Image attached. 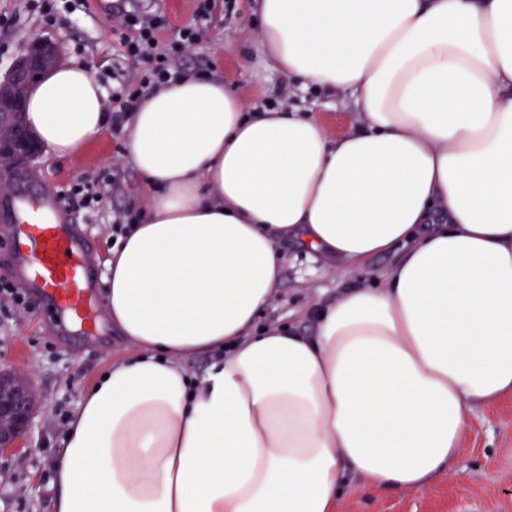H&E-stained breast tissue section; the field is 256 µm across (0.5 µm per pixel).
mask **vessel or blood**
I'll return each instance as SVG.
<instances>
[{"label": "vessel or blood", "instance_id": "b4317fda", "mask_svg": "<svg viewBox=\"0 0 512 512\" xmlns=\"http://www.w3.org/2000/svg\"><path fill=\"white\" fill-rule=\"evenodd\" d=\"M0 214L16 220L21 244L16 254L18 271L54 309L85 321L84 301L95 275L84 262L83 240L69 229L67 206L46 192L33 204L12 197L0 203Z\"/></svg>", "mask_w": 512, "mask_h": 512}]
</instances>
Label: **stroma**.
<instances>
[{
  "label": "stroma",
  "instance_id": "1",
  "mask_svg": "<svg viewBox=\"0 0 512 512\" xmlns=\"http://www.w3.org/2000/svg\"><path fill=\"white\" fill-rule=\"evenodd\" d=\"M198 0H128L127 9L166 16L167 28L158 31L161 46L170 45L177 29L191 23ZM252 0H209L208 27L202 43L183 60L184 72L205 71L223 77L227 86L253 107L297 105L302 95L288 78L264 69L244 39L257 18ZM112 0H0V15L19 13V26L0 28V78L13 68L25 43L40 35L58 45L62 61H81L91 68L106 94L118 91L136 73L119 54L112 31ZM315 117L330 137L358 124L348 95L314 94ZM126 129L106 130L81 153L53 158L45 152L26 162L36 192L52 191L67 197L72 186L96 188L104 178H116L121 189L99 208L73 207L74 233L87 241V259L103 268L116 236L120 216L145 206L148 191L125 153ZM14 231L0 222V285L23 289L26 306L0 297V367L30 379L38 396L31 431L20 453L0 455V512H50L51 478L59 456L66 421L75 412L84 389L126 350L125 342L91 303L90 325H66L55 309L42 305L32 289L23 288L12 272ZM287 258L279 289L261 325L309 330V311L320 299L348 287L380 281L396 262L397 251L379 254L360 266L335 275L326 258L314 251L286 246ZM338 512H512V396L476 406L465 433L463 449L449 473L423 490L374 492L351 482Z\"/></svg>",
  "mask_w": 512,
  "mask_h": 512
}]
</instances>
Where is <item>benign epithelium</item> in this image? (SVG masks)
Instances as JSON below:
<instances>
[{
	"mask_svg": "<svg viewBox=\"0 0 512 512\" xmlns=\"http://www.w3.org/2000/svg\"><path fill=\"white\" fill-rule=\"evenodd\" d=\"M59 60V48L39 36L28 39L14 68L0 79V189L10 184L11 166L35 156L39 145L27 128H18L30 86ZM37 405L30 382L0 369V453L19 446L29 433Z\"/></svg>",
	"mask_w": 512,
	"mask_h": 512,
	"instance_id": "benign-epithelium-1",
	"label": "benign epithelium"
}]
</instances>
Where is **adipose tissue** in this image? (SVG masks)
<instances>
[{"label":"adipose tissue","mask_w":512,"mask_h":512,"mask_svg":"<svg viewBox=\"0 0 512 512\" xmlns=\"http://www.w3.org/2000/svg\"><path fill=\"white\" fill-rule=\"evenodd\" d=\"M260 61L345 91L361 129L248 108L189 74L126 120L151 191L106 261L127 350L83 393L51 512H336L347 476L427 488L475 405L512 394V0H255ZM86 65L49 69L26 124L56 157L108 122ZM380 286L258 328L280 243ZM219 351L204 375L184 357Z\"/></svg>","instance_id":"ef3b65f1"}]
</instances>
